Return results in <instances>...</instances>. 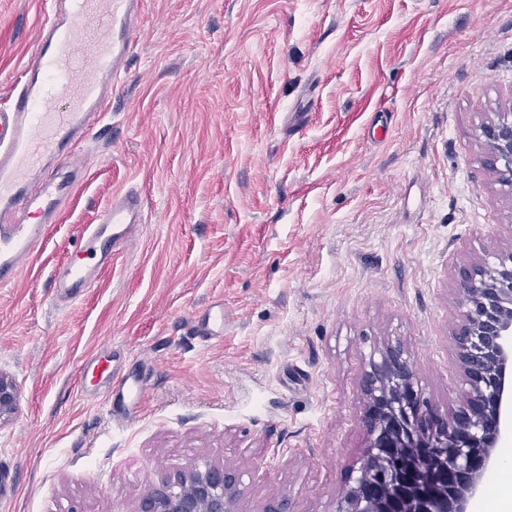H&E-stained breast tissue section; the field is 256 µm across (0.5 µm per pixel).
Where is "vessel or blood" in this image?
<instances>
[{"mask_svg": "<svg viewBox=\"0 0 512 512\" xmlns=\"http://www.w3.org/2000/svg\"><path fill=\"white\" fill-rule=\"evenodd\" d=\"M141 0H50L35 51L8 109H0V215L18 204L30 220L0 224V285L36 261L50 224L80 187L85 159L77 146L105 116L109 91L131 50ZM64 160L68 173L40 178L49 162ZM144 221L133 191L116 193L98 223L83 226L79 246L52 276L55 298L75 301L96 287L103 272ZM195 333L209 340L224 334V307L207 309ZM110 399L114 420L131 421L143 393L139 378L121 379Z\"/></svg>", "mask_w": 512, "mask_h": 512, "instance_id": "b4317fda", "label": "vessel or blood"}]
</instances>
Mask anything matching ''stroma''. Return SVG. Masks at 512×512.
Returning a JSON list of instances; mask_svg holds the SVG:
<instances>
[{"label":"stroma","instance_id":"obj_1","mask_svg":"<svg viewBox=\"0 0 512 512\" xmlns=\"http://www.w3.org/2000/svg\"><path fill=\"white\" fill-rule=\"evenodd\" d=\"M44 0H0V107ZM512 113V0H146L82 188L0 287V512H139L191 465L237 469L238 512H336L371 438L388 344L444 413L466 392L460 266L512 249L480 126ZM148 221L96 288L51 276L115 192ZM224 305V337L192 332ZM143 378L112 421L84 374ZM19 394L14 382L0 374V422L9 418L17 409Z\"/></svg>","mask_w":512,"mask_h":512}]
</instances>
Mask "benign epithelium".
I'll return each instance as SVG.
<instances>
[{
	"mask_svg": "<svg viewBox=\"0 0 512 512\" xmlns=\"http://www.w3.org/2000/svg\"><path fill=\"white\" fill-rule=\"evenodd\" d=\"M481 132L498 182L512 189V122L489 121ZM455 291L464 403L441 415L422 397L401 346H387L364 377L372 439L361 477L336 512H469L482 492L512 420V249L461 268ZM18 399L0 374V421ZM238 484L231 468L195 465L153 490L141 512H237Z\"/></svg>",
	"mask_w": 512,
	"mask_h": 512,
	"instance_id": "obj_1",
	"label": "benign epithelium"
}]
</instances>
